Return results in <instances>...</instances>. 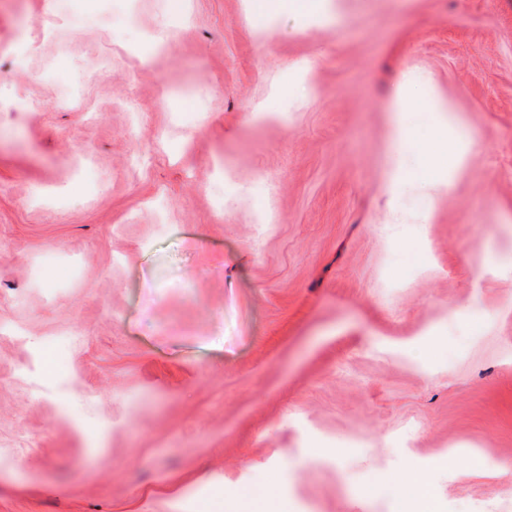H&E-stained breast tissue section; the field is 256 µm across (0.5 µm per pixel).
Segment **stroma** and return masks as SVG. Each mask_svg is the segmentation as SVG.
I'll return each instance as SVG.
<instances>
[{
  "instance_id": "1",
  "label": "stroma",
  "mask_w": 512,
  "mask_h": 512,
  "mask_svg": "<svg viewBox=\"0 0 512 512\" xmlns=\"http://www.w3.org/2000/svg\"><path fill=\"white\" fill-rule=\"evenodd\" d=\"M257 2L129 54L88 0L0 82V512H512V0Z\"/></svg>"
}]
</instances>
